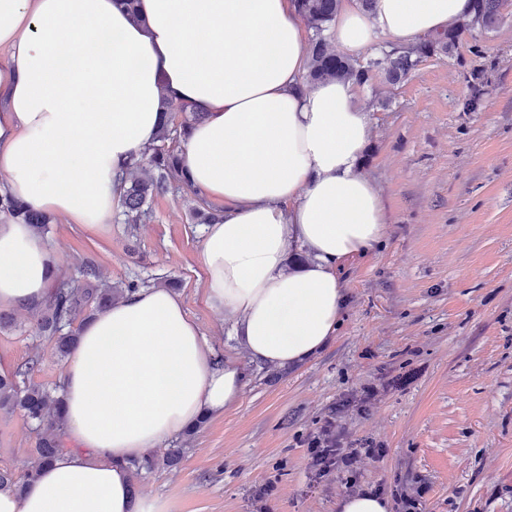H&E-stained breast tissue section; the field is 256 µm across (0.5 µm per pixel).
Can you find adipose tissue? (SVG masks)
Returning a JSON list of instances; mask_svg holds the SVG:
<instances>
[{"label":"adipose tissue","instance_id":"ef3b65f1","mask_svg":"<svg viewBox=\"0 0 512 512\" xmlns=\"http://www.w3.org/2000/svg\"><path fill=\"white\" fill-rule=\"evenodd\" d=\"M472 0H375L341 7L337 44H400L456 27ZM305 29L293 0H0V176L31 208L111 224L135 155L169 105L201 113L180 168L224 217L205 225V299L233 320L245 357L292 366L339 324L344 261L385 234L381 191L360 167L370 139L358 86H306ZM308 255L289 264L292 246ZM55 249L0 213V308L48 294ZM244 357V358H245ZM242 360V359H241ZM241 360L208 344L165 288L125 295L83 324L62 373L73 447L0 512H168L134 496L129 459L221 415L242 397Z\"/></svg>","mask_w":512,"mask_h":512}]
</instances>
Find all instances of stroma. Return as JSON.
Masks as SVG:
<instances>
[{
	"label": "stroma",
	"instance_id": "35a3bbf8",
	"mask_svg": "<svg viewBox=\"0 0 512 512\" xmlns=\"http://www.w3.org/2000/svg\"><path fill=\"white\" fill-rule=\"evenodd\" d=\"M477 76L481 100L461 101ZM372 135L361 169L379 187L386 232L339 271L341 323L326 348L275 372L246 363L238 405L211 416L181 464L138 479L169 512H338L381 489L398 512H512V0L496 27L464 35L454 57L421 63L402 84L359 88ZM195 192L154 199L148 220L99 230L56 221L48 241L74 279L87 258L105 278L179 281L208 343L240 356L231 323L204 299ZM0 330V369L39 362L54 387L64 367L27 311ZM332 427L341 447L384 449L354 471L315 478L308 444ZM36 442L21 415H0V468L22 471ZM424 494H417V487Z\"/></svg>",
	"mask_w": 512,
	"mask_h": 512
}]
</instances>
